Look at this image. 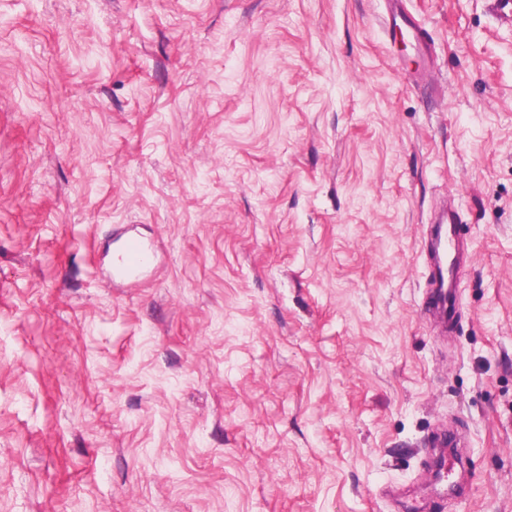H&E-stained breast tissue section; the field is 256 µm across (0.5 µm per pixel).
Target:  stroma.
<instances>
[{"label": "stroma", "instance_id": "35a3bbf8", "mask_svg": "<svg viewBox=\"0 0 512 512\" xmlns=\"http://www.w3.org/2000/svg\"><path fill=\"white\" fill-rule=\"evenodd\" d=\"M404 2L0 0V512H512V24ZM398 21L402 22L408 28L409 36L413 41L417 53L425 60L429 51V44L425 32L407 14L396 10H393L391 15L385 18L389 32H392V30L396 31L398 27L402 33L401 28L398 26ZM455 224L458 219L453 213H448V219L441 223L444 231V240L439 241L435 247L437 255V265L433 273L432 287L433 291L428 290L425 310L430 312L435 308L438 312H443L445 319L448 315V324L451 323L457 314L455 289L456 279L454 267L452 264L446 269V255L448 250L456 248L458 244V234L455 230ZM151 258L152 251L146 244L135 238L129 239L117 261L112 259V280L137 278Z\"/></svg>", "mask_w": 512, "mask_h": 512}]
</instances>
